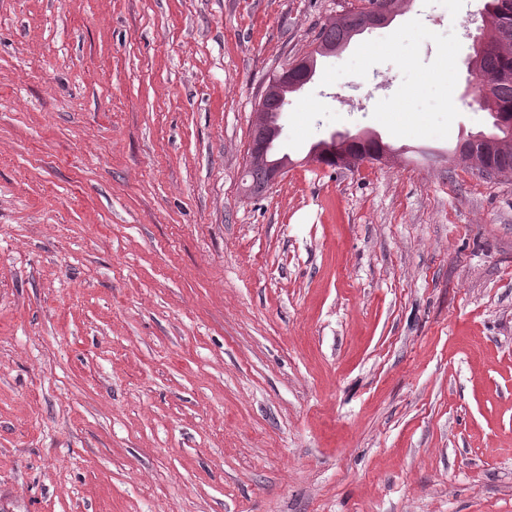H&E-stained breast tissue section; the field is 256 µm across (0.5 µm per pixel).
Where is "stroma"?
Returning <instances> with one entry per match:
<instances>
[{
	"label": "stroma",
	"instance_id": "stroma-1",
	"mask_svg": "<svg viewBox=\"0 0 512 512\" xmlns=\"http://www.w3.org/2000/svg\"><path fill=\"white\" fill-rule=\"evenodd\" d=\"M360 4L0 0V512H512V180L426 156L491 129L484 0L320 58L242 185ZM309 68L310 61L307 56L298 58L289 67L283 69L282 73H278L276 77L272 78L266 89L262 92L259 102L262 103L272 91L283 95L284 92H297L300 90L312 78ZM285 103L278 94L269 96L264 103L266 112H260L264 122L275 124L277 115ZM279 133L280 127L278 125H272L267 131L262 132V134L257 138H252L250 141L249 154L267 152L278 137ZM286 159L287 157L276 158L270 151L266 153L265 157H256L250 164H247L244 184L245 187L249 189L250 194H260L268 187V184L272 185L279 181L285 172V168L280 163L284 164ZM273 162L275 163L269 167V164ZM364 137L372 140L365 141L363 143H360L359 145L349 146V149L354 151L344 152L343 154H341V164L343 165V167L351 168L354 167L355 165L360 164L361 162L374 160V154L360 153L355 151H372L383 157L387 153V150H389L388 145L383 143L382 140H379L378 137L376 138L372 135H364ZM376 141H378L380 144L377 143Z\"/></svg>",
	"mask_w": 512,
	"mask_h": 512
}]
</instances>
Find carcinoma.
Instances as JSON below:
<instances>
[{
  "label": "carcinoma",
  "mask_w": 512,
  "mask_h": 512,
  "mask_svg": "<svg viewBox=\"0 0 512 512\" xmlns=\"http://www.w3.org/2000/svg\"><path fill=\"white\" fill-rule=\"evenodd\" d=\"M368 7L350 10L332 17L324 23L317 41L320 47L337 46L353 37L357 26L368 16L373 6L397 15L407 0H367ZM487 14L484 26L486 40L476 50L469 67L480 76L505 75L498 81L492 95L478 97L480 107L490 111L494 132L480 134L459 142L452 151V159L463 155L466 160L479 165L493 166L499 176L512 178V0H486ZM285 102L277 95L269 96L264 103L263 120L275 123ZM261 120V121H263ZM261 121L254 120L253 133L260 132ZM336 146L331 139H322L314 145L316 162L327 166L336 165ZM285 163V158L275 157L268 152L256 157L247 165L245 187L250 194L262 193L267 187V172L273 162Z\"/></svg>",
  "instance_id": "1"
}]
</instances>
